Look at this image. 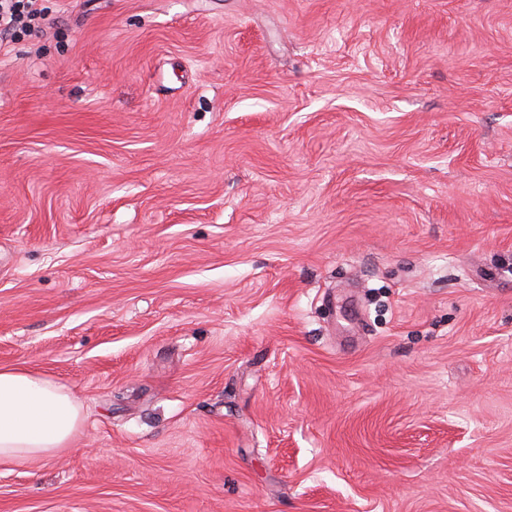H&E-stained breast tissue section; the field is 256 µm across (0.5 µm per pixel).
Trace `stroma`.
I'll return each mask as SVG.
<instances>
[{
  "label": "stroma",
  "mask_w": 512,
  "mask_h": 512,
  "mask_svg": "<svg viewBox=\"0 0 512 512\" xmlns=\"http://www.w3.org/2000/svg\"><path fill=\"white\" fill-rule=\"evenodd\" d=\"M42 4L0 366L83 422L0 512H512V0Z\"/></svg>",
  "instance_id": "1"
}]
</instances>
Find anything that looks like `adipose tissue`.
<instances>
[{
	"label": "adipose tissue",
	"mask_w": 512,
	"mask_h": 512,
	"mask_svg": "<svg viewBox=\"0 0 512 512\" xmlns=\"http://www.w3.org/2000/svg\"><path fill=\"white\" fill-rule=\"evenodd\" d=\"M82 419L65 387L22 366H0V464L56 456L72 447Z\"/></svg>",
	"instance_id": "ef3b65f1"
}]
</instances>
